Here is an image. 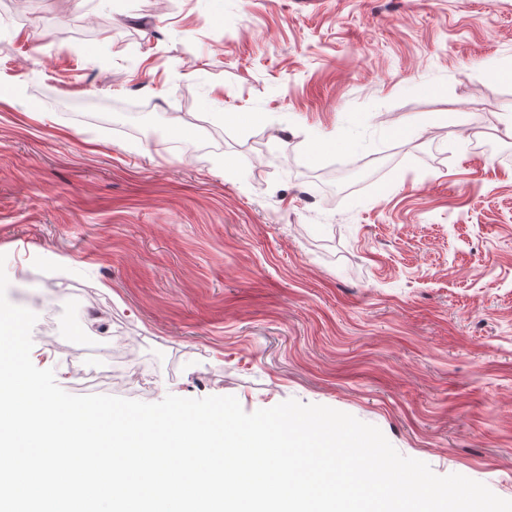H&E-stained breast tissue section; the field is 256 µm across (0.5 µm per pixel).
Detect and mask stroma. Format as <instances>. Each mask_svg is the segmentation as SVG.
Wrapping results in <instances>:
<instances>
[{"mask_svg":"<svg viewBox=\"0 0 512 512\" xmlns=\"http://www.w3.org/2000/svg\"><path fill=\"white\" fill-rule=\"evenodd\" d=\"M511 114L512 0H0L33 364L325 405L512 500Z\"/></svg>","mask_w":512,"mask_h":512,"instance_id":"obj_1","label":"stroma"}]
</instances>
